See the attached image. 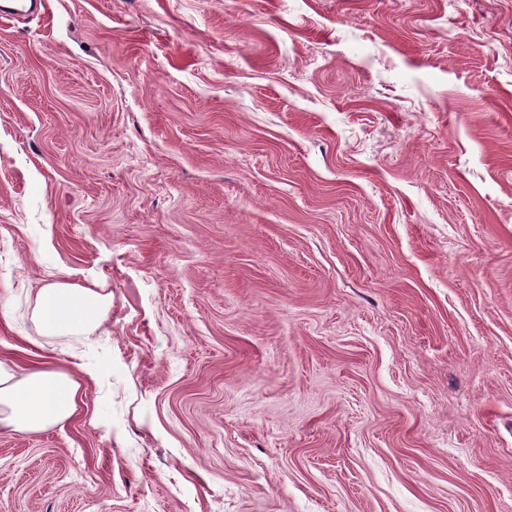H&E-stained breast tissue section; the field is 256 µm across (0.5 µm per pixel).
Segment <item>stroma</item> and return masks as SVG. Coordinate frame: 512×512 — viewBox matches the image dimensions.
<instances>
[{"mask_svg": "<svg viewBox=\"0 0 512 512\" xmlns=\"http://www.w3.org/2000/svg\"><path fill=\"white\" fill-rule=\"evenodd\" d=\"M0 358V512H512V0L0 17ZM111 308L112 293L105 288L79 286L58 277L37 291L31 319L40 336L79 341L100 328ZM80 384L61 368L27 370L0 360V426L19 434L42 431L70 418Z\"/></svg>", "mask_w": 512, "mask_h": 512, "instance_id": "stroma-1", "label": "stroma"}]
</instances>
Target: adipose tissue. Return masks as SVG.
<instances>
[{"label":"adipose tissue","instance_id":"1","mask_svg":"<svg viewBox=\"0 0 512 512\" xmlns=\"http://www.w3.org/2000/svg\"><path fill=\"white\" fill-rule=\"evenodd\" d=\"M111 308L106 289L60 277L39 288L31 318L39 335L77 341L93 335ZM79 390L66 370L45 364L20 371L0 360V426L30 434L61 423L74 414Z\"/></svg>","mask_w":512,"mask_h":512}]
</instances>
